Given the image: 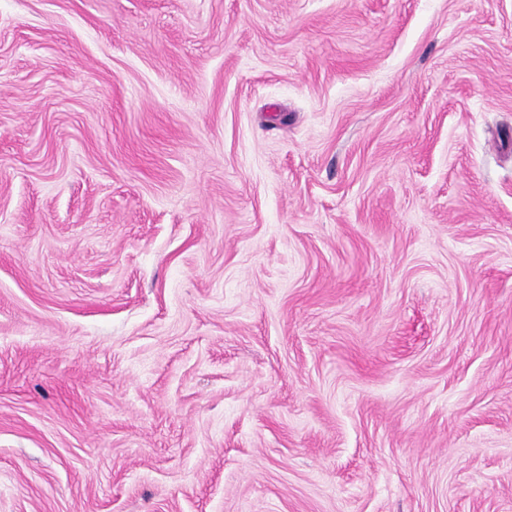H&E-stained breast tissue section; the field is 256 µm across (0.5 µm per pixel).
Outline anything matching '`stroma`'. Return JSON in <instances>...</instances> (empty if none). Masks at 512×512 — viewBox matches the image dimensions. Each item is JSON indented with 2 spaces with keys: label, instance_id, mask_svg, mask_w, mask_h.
I'll list each match as a JSON object with an SVG mask.
<instances>
[{
  "label": "stroma",
  "instance_id": "1",
  "mask_svg": "<svg viewBox=\"0 0 512 512\" xmlns=\"http://www.w3.org/2000/svg\"><path fill=\"white\" fill-rule=\"evenodd\" d=\"M0 512H512V0H0Z\"/></svg>",
  "mask_w": 512,
  "mask_h": 512
}]
</instances>
